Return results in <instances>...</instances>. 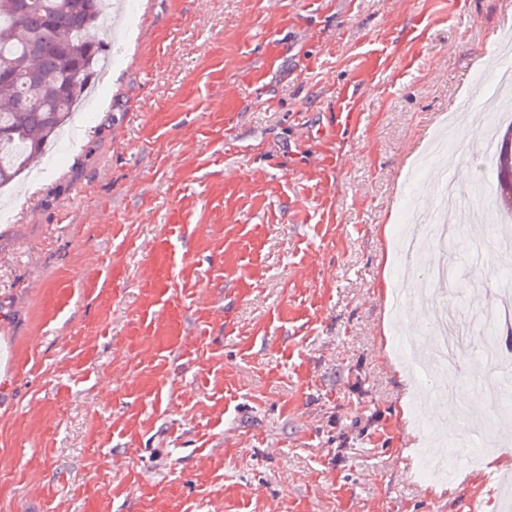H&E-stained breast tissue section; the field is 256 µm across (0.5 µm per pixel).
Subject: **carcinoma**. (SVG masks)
Listing matches in <instances>:
<instances>
[{
  "label": "carcinoma",
  "instance_id": "1",
  "mask_svg": "<svg viewBox=\"0 0 512 512\" xmlns=\"http://www.w3.org/2000/svg\"><path fill=\"white\" fill-rule=\"evenodd\" d=\"M106 0H0V187L12 183L55 140L73 103L110 53L87 30ZM495 195L512 215V123L499 130Z\"/></svg>",
  "mask_w": 512,
  "mask_h": 512
}]
</instances>
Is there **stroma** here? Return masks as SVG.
<instances>
[{
	"instance_id": "1",
	"label": "stroma",
	"mask_w": 512,
	"mask_h": 512,
	"mask_svg": "<svg viewBox=\"0 0 512 512\" xmlns=\"http://www.w3.org/2000/svg\"><path fill=\"white\" fill-rule=\"evenodd\" d=\"M83 136L0 194V512H493L400 361L397 243L454 170L448 307L491 313L494 156L448 116L512 69V0H128Z\"/></svg>"
}]
</instances>
